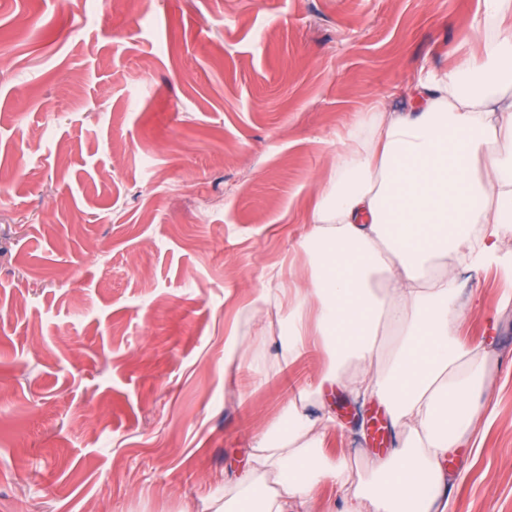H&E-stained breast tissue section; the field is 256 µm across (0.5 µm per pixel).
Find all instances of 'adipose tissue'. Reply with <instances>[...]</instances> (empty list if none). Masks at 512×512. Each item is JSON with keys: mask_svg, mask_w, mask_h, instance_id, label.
I'll use <instances>...</instances> for the list:
<instances>
[{"mask_svg": "<svg viewBox=\"0 0 512 512\" xmlns=\"http://www.w3.org/2000/svg\"><path fill=\"white\" fill-rule=\"evenodd\" d=\"M475 27L480 50L421 77L414 108L361 112L347 131L295 246L308 287L263 282L254 314L273 306L283 319L258 376L314 346L330 362L257 437L224 512H312L322 483L341 512H448L443 460L470 443L493 356L491 341L459 333L457 273L512 275V0H485ZM336 386L378 398L396 430L395 448L361 473L325 452L330 411L308 412Z\"/></svg>", "mask_w": 512, "mask_h": 512, "instance_id": "ef3b65f1", "label": "adipose tissue"}]
</instances>
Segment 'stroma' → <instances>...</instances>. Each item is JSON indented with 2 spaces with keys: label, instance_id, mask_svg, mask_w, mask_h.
Here are the masks:
<instances>
[{
  "label": "stroma",
  "instance_id": "obj_1",
  "mask_svg": "<svg viewBox=\"0 0 512 512\" xmlns=\"http://www.w3.org/2000/svg\"><path fill=\"white\" fill-rule=\"evenodd\" d=\"M482 0H0V512H216L289 394L243 320L305 230L341 138L478 49ZM497 324L452 512H512V281L464 273ZM252 355L224 378V343ZM325 449L376 459V402L337 393Z\"/></svg>",
  "mask_w": 512,
  "mask_h": 512
}]
</instances>
